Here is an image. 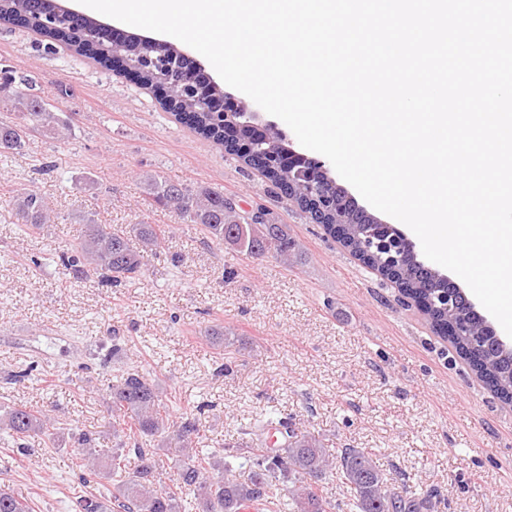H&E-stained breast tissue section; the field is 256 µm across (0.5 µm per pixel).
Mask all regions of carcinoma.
Listing matches in <instances>:
<instances>
[{
	"label": "carcinoma",
	"instance_id": "obj_1",
	"mask_svg": "<svg viewBox=\"0 0 512 512\" xmlns=\"http://www.w3.org/2000/svg\"><path fill=\"white\" fill-rule=\"evenodd\" d=\"M48 8L45 0H0V18L21 19L36 32H43L42 20ZM98 22L84 20L85 38L75 45L77 53L87 57H104L115 45L99 41ZM131 62L143 66L142 82L153 83L156 69L149 65L141 40L130 38L120 44ZM13 107L20 121L0 122V149L9 152L24 147L33 134L50 139L63 138L71 125L63 113L51 109L47 99L15 93ZM169 101L177 111H193L192 127L217 145H224V126L219 116L203 111L194 91L182 81L171 86ZM144 181L153 190L155 199L186 221L202 225L211 240L231 246L247 258H258L272 252L283 261L296 257V244L288 237L287 225L270 224L265 216L251 218L241 214L224 199V192L200 187L192 189L181 184L145 175ZM8 205L20 216L27 230L35 233L51 223V209L34 190L13 195ZM375 224H349L342 245L364 264L396 284L401 292L421 304L420 313L434 330L454 321L464 327L465 335L450 336L448 341L462 356H468L483 336V325L464 307L450 309L439 294L447 288L440 281L427 280L416 263L407 260L396 265L395 249L375 237ZM141 243V250L130 245L129 234ZM164 230L154 224H136L131 230L98 224L89 220L84 236L77 243L56 251L60 265L75 278L102 271L114 283L129 281L141 273L144 254L159 247ZM476 373L486 381L501 400L512 403V352L481 353L470 360ZM106 396L114 415L112 427H120L123 439L111 450L96 448L95 433L88 430L71 433L75 468L83 490L75 493L77 512H327L328 502L320 482L324 475L341 470L350 498L349 512H419L421 500L417 493L393 483L379 469L374 453L362 448H345L336 455L322 441L288 422L265 413L251 426L256 442L245 456L248 469L236 475L228 461L215 458L206 448L192 447L199 428L188 414L174 417L163 399L158 382L148 372L127 370L107 386ZM273 425L282 428L285 442L270 448L263 438ZM3 426L16 440L43 435L54 440L55 419L50 414L18 406L8 410ZM179 444L181 458L173 472L163 471L157 439ZM112 481L108 497L89 491L97 480ZM286 483L285 493L278 486ZM0 512H33L27 501L0 487Z\"/></svg>",
	"mask_w": 512,
	"mask_h": 512
}]
</instances>
